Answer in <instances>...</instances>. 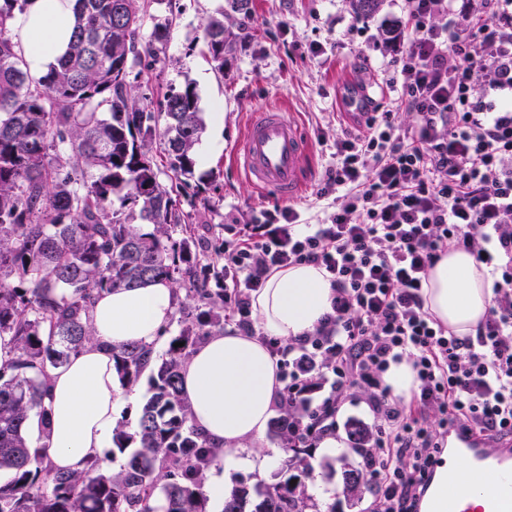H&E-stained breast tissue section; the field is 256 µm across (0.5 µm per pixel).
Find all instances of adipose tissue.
Segmentation results:
<instances>
[{
  "label": "adipose tissue",
  "mask_w": 512,
  "mask_h": 512,
  "mask_svg": "<svg viewBox=\"0 0 512 512\" xmlns=\"http://www.w3.org/2000/svg\"><path fill=\"white\" fill-rule=\"evenodd\" d=\"M75 0H28L13 26L17 48L33 77H40L65 52L73 27ZM327 272L312 264L272 273L252 295L253 312L262 329L251 336L235 329L209 336L198 345L182 371L181 397L191 410V423L219 453L222 470L212 471L206 488L217 512L224 507V486L232 472L274 470L280 457L270 449L240 457L246 445L261 439L282 387L277 359L266 343L304 338L332 311ZM425 306L458 336L474 333L491 305L486 269L462 249L449 250L431 269L424 288ZM178 302L170 284L111 291L91 312L95 340L60 367L49 369L51 397L47 422L30 417L32 449L54 466L83 471L91 458L108 447L116 416L135 391H122L112 352L133 342H149L165 328ZM49 437H42V430Z\"/></svg>",
  "instance_id": "adipose-tissue-1"
}]
</instances>
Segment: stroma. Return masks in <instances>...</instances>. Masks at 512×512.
<instances>
[{
    "label": "stroma",
    "mask_w": 512,
    "mask_h": 512,
    "mask_svg": "<svg viewBox=\"0 0 512 512\" xmlns=\"http://www.w3.org/2000/svg\"><path fill=\"white\" fill-rule=\"evenodd\" d=\"M230 0H152L144 13V33L155 23L171 21V38L158 61H144L132 85L140 103L158 108L172 88L193 83L205 130L201 144H220L209 163L196 164L191 186L200 188L199 224L210 248L207 261L223 265L224 226L251 223L263 210L279 206V198L254 185L237 165L234 151L253 113L278 108L291 114L308 137L306 179L295 204L305 222L322 217L323 204L314 192L326 169L336 162V138L353 130L342 104L353 86L377 88L373 111L393 108L397 84L391 55L383 41L382 19L400 15L398 0H382L369 16L358 14L350 0H251L252 18L245 37L216 71L205 48V27L229 10ZM223 122H215V113ZM331 468L317 469L316 482L305 492L317 512H381L369 484L359 495L343 494L345 467L359 468L361 456L352 446L337 449Z\"/></svg>",
    "instance_id": "stroma-1"
}]
</instances>
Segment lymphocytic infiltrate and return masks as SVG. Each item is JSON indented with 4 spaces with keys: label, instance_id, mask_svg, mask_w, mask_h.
<instances>
[{
    "label": "lymphocytic infiltrate",
    "instance_id": "f902f5d3",
    "mask_svg": "<svg viewBox=\"0 0 512 512\" xmlns=\"http://www.w3.org/2000/svg\"><path fill=\"white\" fill-rule=\"evenodd\" d=\"M406 35L393 64L397 108L336 139L316 189L321 223L298 231L293 205L224 231V303L255 333L252 294L275 270L325 269L332 312L305 338L270 348L285 367L280 405L305 446L348 390L375 414L360 454L383 512H418L439 432L512 435V0H401ZM480 259L493 296L475 336L426 309L423 288L448 249ZM415 372L413 410L383 383L390 363ZM329 388L320 404L310 395Z\"/></svg>",
    "mask_w": 512,
    "mask_h": 512
}]
</instances>
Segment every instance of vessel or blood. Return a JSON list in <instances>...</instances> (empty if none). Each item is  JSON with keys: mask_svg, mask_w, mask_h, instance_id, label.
<instances>
[{"mask_svg": "<svg viewBox=\"0 0 512 512\" xmlns=\"http://www.w3.org/2000/svg\"><path fill=\"white\" fill-rule=\"evenodd\" d=\"M307 150V142L289 113L279 110L253 114L239 146L250 180L283 199L298 196L302 189ZM448 446L468 457L472 475L491 467L512 475L511 441L456 429L448 434ZM479 495L481 506H467V492L461 489L457 476H449L447 512H512L511 492L488 486L481 488Z\"/></svg>", "mask_w": 512, "mask_h": 512, "instance_id": "vessel-or-blood-1", "label": "vessel or blood"}]
</instances>
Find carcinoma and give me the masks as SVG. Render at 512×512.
Instances as JSON below:
<instances>
[{"mask_svg": "<svg viewBox=\"0 0 512 512\" xmlns=\"http://www.w3.org/2000/svg\"><path fill=\"white\" fill-rule=\"evenodd\" d=\"M25 5L0 0V338L16 351L0 369V471L11 474L0 484V512H207L204 479L216 452L189 424L180 397L193 346L224 330V270L204 264L192 228L196 196L186 192L204 131L198 94L188 83L166 92L156 110L138 103L129 76L144 59L158 60L171 23L142 39L137 0H76L66 52L32 77L11 28ZM231 37L224 19L207 24L219 71ZM157 281L179 294L177 313L192 301L196 314L181 320L161 360L153 341L112 351L122 387L150 372L139 448L115 473L98 456L79 474L54 468L31 453L25 429L31 415L47 418L48 368L94 339L91 311L102 292ZM288 428L286 412L271 421L283 474L256 490L252 512L312 508L305 480L314 449L291 446ZM363 480V470H345L343 493L357 495ZM248 495L234 490L224 512H245Z\"/></svg>", "mask_w": 512, "mask_h": 512, "instance_id": "carcinoma-1", "label": "carcinoma"}]
</instances>
